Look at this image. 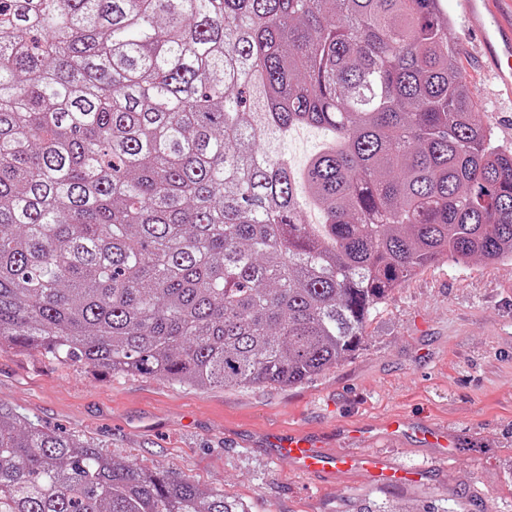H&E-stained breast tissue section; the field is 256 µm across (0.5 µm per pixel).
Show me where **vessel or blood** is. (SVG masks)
Returning <instances> with one entry per match:
<instances>
[{"mask_svg": "<svg viewBox=\"0 0 512 512\" xmlns=\"http://www.w3.org/2000/svg\"><path fill=\"white\" fill-rule=\"evenodd\" d=\"M456 9L468 28L478 36L486 64L498 80L512 89V0H456ZM405 419H389L376 427L353 426L345 434L352 445L335 451L325 449L322 441L308 435L273 438L271 454L288 461L305 476H333L339 473L365 471L376 481L388 483L406 477L405 470L388 456L364 453V446L383 439L399 440L409 428ZM424 440L437 448V458L447 462L453 455V440L446 427L432 422L420 429Z\"/></svg>", "mask_w": 512, "mask_h": 512, "instance_id": "1", "label": "vessel or blood"}]
</instances>
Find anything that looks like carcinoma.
Listing matches in <instances>:
<instances>
[{
    "label": "carcinoma",
    "mask_w": 512,
    "mask_h": 512,
    "mask_svg": "<svg viewBox=\"0 0 512 512\" xmlns=\"http://www.w3.org/2000/svg\"><path fill=\"white\" fill-rule=\"evenodd\" d=\"M441 0H0V345L291 387L443 258L512 262V151ZM0 512H246L0 403Z\"/></svg>",
    "instance_id": "1"
}]
</instances>
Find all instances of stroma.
<instances>
[{"label":"stroma","instance_id":"1","mask_svg":"<svg viewBox=\"0 0 512 512\" xmlns=\"http://www.w3.org/2000/svg\"><path fill=\"white\" fill-rule=\"evenodd\" d=\"M442 5L481 117L512 150V97L480 59L455 0ZM0 403L114 459L218 490L248 512H359L386 501L417 512H512V265L448 259L418 272L379 307L355 353L297 386L200 390L2 345ZM392 415L447 425L457 446L444 476L378 488L362 474L301 476L266 452L272 432L343 448L339 427ZM384 449L410 468L434 462L415 432Z\"/></svg>","mask_w":512,"mask_h":512}]
</instances>
